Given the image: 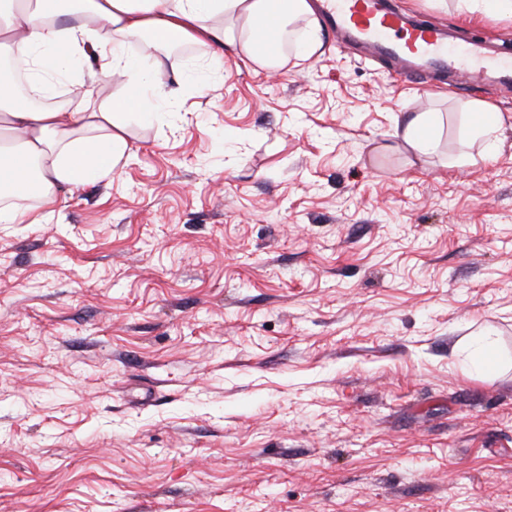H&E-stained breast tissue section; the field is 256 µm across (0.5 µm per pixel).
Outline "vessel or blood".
<instances>
[{"label":"vessel or blood","instance_id":"obj_1","mask_svg":"<svg viewBox=\"0 0 512 512\" xmlns=\"http://www.w3.org/2000/svg\"><path fill=\"white\" fill-rule=\"evenodd\" d=\"M322 11L337 37L390 61L396 75L418 80L421 88L443 74L458 86L475 77L512 84V51L492 53L483 43L458 40L448 29L394 9L389 0H325Z\"/></svg>","mask_w":512,"mask_h":512}]
</instances>
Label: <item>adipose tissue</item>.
I'll use <instances>...</instances> for the list:
<instances>
[{"label":"adipose tissue","mask_w":512,"mask_h":512,"mask_svg":"<svg viewBox=\"0 0 512 512\" xmlns=\"http://www.w3.org/2000/svg\"><path fill=\"white\" fill-rule=\"evenodd\" d=\"M0 0V223L33 224L24 203L52 208L59 191L111 176L130 151L132 127L158 120L152 100L165 69L162 43L230 48L242 61L276 75L297 42L299 57L321 45L315 0ZM138 40L128 54L126 39ZM52 106L33 108L14 95L17 71ZM123 78L139 90L122 106L97 103L91 87L100 78ZM71 96L54 102L59 85ZM469 137L495 155L502 113L488 102L468 105ZM402 140L418 156L435 152L438 117L421 112L403 126Z\"/></svg>","instance_id":"ef3b65f1"}]
</instances>
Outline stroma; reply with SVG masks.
I'll return each instance as SVG.
<instances>
[{"label": "stroma", "mask_w": 512, "mask_h": 512, "mask_svg": "<svg viewBox=\"0 0 512 512\" xmlns=\"http://www.w3.org/2000/svg\"><path fill=\"white\" fill-rule=\"evenodd\" d=\"M512 50V22L396 0ZM219 60L111 178L0 224V512H512V91H425L329 30ZM501 153L447 166L461 112ZM440 112L435 155L397 134ZM489 331L503 363L468 372ZM469 115V137L470 139L462 145V150L458 156V164L471 163V155L466 149L480 141L487 157H493L499 150L500 145L494 133L503 125L504 117L501 112L486 101H472L468 105Z\"/></svg>", "instance_id": "stroma-1"}]
</instances>
